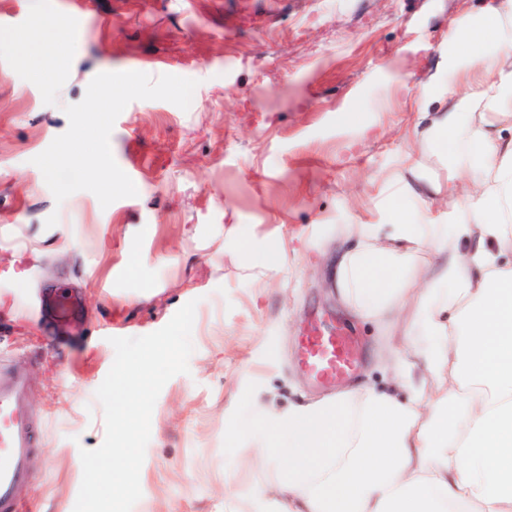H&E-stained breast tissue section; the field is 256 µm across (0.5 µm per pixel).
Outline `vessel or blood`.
<instances>
[{
	"instance_id": "1",
	"label": "vessel or blood",
	"mask_w": 512,
	"mask_h": 512,
	"mask_svg": "<svg viewBox=\"0 0 512 512\" xmlns=\"http://www.w3.org/2000/svg\"><path fill=\"white\" fill-rule=\"evenodd\" d=\"M57 316L68 333L83 329L78 293L57 295ZM357 361L354 337L339 327L313 322L298 342L297 364L312 380L331 383L352 374ZM41 426L32 402L29 377L17 371L9 354L0 352V512H24L16 493L29 476Z\"/></svg>"
}]
</instances>
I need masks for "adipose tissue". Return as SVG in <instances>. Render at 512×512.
Wrapping results in <instances>:
<instances>
[{
	"label": "adipose tissue",
	"mask_w": 512,
	"mask_h": 512,
	"mask_svg": "<svg viewBox=\"0 0 512 512\" xmlns=\"http://www.w3.org/2000/svg\"><path fill=\"white\" fill-rule=\"evenodd\" d=\"M43 18L18 44L38 68L58 66ZM448 71L468 91L446 112L419 113L415 153L389 177L379 224L336 228L328 286L379 327L392 386L368 385L282 409L251 389L230 401L225 433L273 478L224 512H512V0L448 29ZM479 110L478 123L469 113ZM469 151L446 180L418 155ZM448 198V221L421 220L417 183ZM258 410L253 427L240 408Z\"/></svg>",
	"instance_id": "ef3b65f1"
}]
</instances>
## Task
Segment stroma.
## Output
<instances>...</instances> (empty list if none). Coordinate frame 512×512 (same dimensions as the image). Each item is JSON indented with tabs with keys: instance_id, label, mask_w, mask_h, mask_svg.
Masks as SVG:
<instances>
[{
	"instance_id": "stroma-1",
	"label": "stroma",
	"mask_w": 512,
	"mask_h": 512,
	"mask_svg": "<svg viewBox=\"0 0 512 512\" xmlns=\"http://www.w3.org/2000/svg\"><path fill=\"white\" fill-rule=\"evenodd\" d=\"M495 3L0 0V341L45 421L19 490L30 512H74L80 452L105 436L111 338L187 302L189 371L157 398L132 512H223L225 490L258 487L224 408L248 376L283 408L321 395L294 362L313 318L356 336L354 381L390 387L376 329L326 286L329 251L337 225L379 223L417 113L450 107L449 25ZM46 11L69 34L48 74L11 43ZM65 143L78 155L55 164ZM103 144L109 183L82 163ZM286 245L247 267V248ZM64 285L83 296L84 335L47 333L41 299Z\"/></svg>"
}]
</instances>
